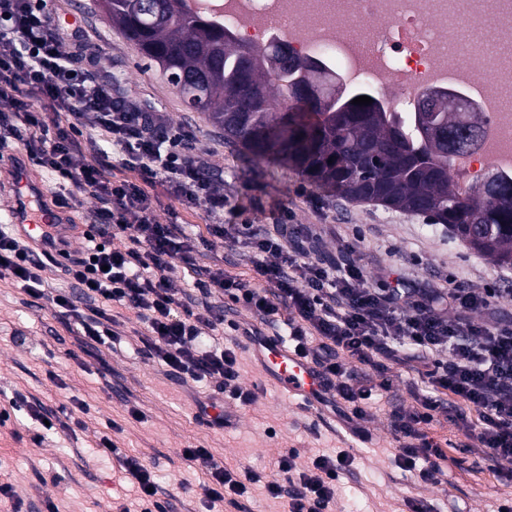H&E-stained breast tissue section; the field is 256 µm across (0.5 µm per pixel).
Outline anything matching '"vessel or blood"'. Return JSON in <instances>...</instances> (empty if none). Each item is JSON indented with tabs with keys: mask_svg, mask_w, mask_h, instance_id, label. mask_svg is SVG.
<instances>
[{
	"mask_svg": "<svg viewBox=\"0 0 512 512\" xmlns=\"http://www.w3.org/2000/svg\"><path fill=\"white\" fill-rule=\"evenodd\" d=\"M37 202L35 183L25 177L17 180L7 210L10 223L18 225L28 237L66 234V215L61 212L47 215L38 209ZM257 357L261 375L272 381L286 398L309 408L317 405V396L324 390L323 382L296 350L281 340L268 339L260 343Z\"/></svg>",
	"mask_w": 512,
	"mask_h": 512,
	"instance_id": "vessel-or-blood-1",
	"label": "vessel or blood"
}]
</instances>
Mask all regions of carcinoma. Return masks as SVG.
Segmentation results:
<instances>
[{
  "label": "carcinoma",
  "mask_w": 512,
  "mask_h": 512,
  "mask_svg": "<svg viewBox=\"0 0 512 512\" xmlns=\"http://www.w3.org/2000/svg\"><path fill=\"white\" fill-rule=\"evenodd\" d=\"M110 23L166 76L182 100L206 115L232 144L291 166L351 199L376 200L427 214L466 239L462 213L470 198L448 175L449 144L474 129L438 98L434 119L413 122L378 102L354 105L336 96V81L312 64L280 68L267 55L226 37L224 25L186 9L185 0H160L163 15L140 12L132 0H108ZM292 104L281 106L280 82ZM314 89L329 109L309 111L300 91ZM482 223L490 237L469 246L502 266H512V179L490 176Z\"/></svg>",
  "instance_id": "1"
}]
</instances>
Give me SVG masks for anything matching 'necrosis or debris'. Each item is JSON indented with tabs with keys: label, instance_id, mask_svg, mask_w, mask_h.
<instances>
[{
	"label": "necrosis or debris",
	"instance_id": "4bbe7bcc",
	"mask_svg": "<svg viewBox=\"0 0 512 512\" xmlns=\"http://www.w3.org/2000/svg\"><path fill=\"white\" fill-rule=\"evenodd\" d=\"M339 15L322 13V0H188L192 12L223 23L238 42L265 51L288 49L305 63L318 65L342 91H371L390 112L410 117L428 95L456 93L471 108L480 128L477 147L453 156L448 164L464 193L476 190L488 174L512 176V113L492 111L485 103L487 83L512 84V54L495 55L494 42L512 43V0H347ZM498 22L472 42V65L459 70L449 42L458 28L478 24L488 11ZM280 18V28L269 25ZM352 26L380 29L367 48L349 43Z\"/></svg>",
	"mask_w": 512,
	"mask_h": 512
}]
</instances>
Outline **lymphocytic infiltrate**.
I'll list each match as a JSON object with an SVG mask.
<instances>
[{"mask_svg":"<svg viewBox=\"0 0 512 512\" xmlns=\"http://www.w3.org/2000/svg\"><path fill=\"white\" fill-rule=\"evenodd\" d=\"M62 40L33 0H0V100L10 106L0 115V146H25L61 188L55 207H69L77 196L97 206L80 251H71L65 237L53 244L68 261L70 288L44 287L45 264L33 259L14 224L0 225L1 279L46 299L84 344L122 343L114 312H132L145 328V355L181 380L216 382V394L207 398L216 424L225 422L224 404L246 406L255 397L240 383L236 347L224 344L225 331L258 337L267 327L319 370L328 384L326 406L349 419H372L374 396L393 388L392 366L414 372L412 405L393 406L389 421L401 443L396 466L418 482L440 484L447 472L448 455L427 428L450 410L465 432L468 414H476L480 451L492 463H512V322L491 316L499 294L455 281L377 291L354 261L313 259L321 236L308 224L245 234L250 278L201 263V243L241 231L225 223L227 202L206 164L181 151L191 130L127 102L111 81L94 77L97 54L66 53ZM111 147L123 153L122 174L102 160ZM159 184L182 207L205 209V233L156 220L151 191ZM110 228L129 231L128 245L113 247ZM178 270L187 287H175ZM230 303L243 307L254 326L225 323L222 309ZM97 453L115 460L136 490V508L123 505L119 512H167L150 467L106 435ZM186 462L205 470L199 489L207 512L240 507L254 484L263 485L269 499L285 500L287 512H332L336 485L354 458L322 453L306 459L300 449L285 447L272 469L256 471L228 465L198 445L189 447Z\"/></svg>","mask_w":512,"mask_h":512,"instance_id":"obj_1","label":"lymphocytic infiltrate"}]
</instances>
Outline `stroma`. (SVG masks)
<instances>
[{
  "label": "stroma",
  "instance_id": "1",
  "mask_svg": "<svg viewBox=\"0 0 512 512\" xmlns=\"http://www.w3.org/2000/svg\"><path fill=\"white\" fill-rule=\"evenodd\" d=\"M46 7L62 27L82 26L101 74L111 76L121 93L193 131L191 153L215 171L214 185L228 201L225 221L262 229L317 225L323 254L334 258L354 245L365 279L377 288L389 286L395 274L408 288H436L453 276L469 288L512 289V266L470 249L447 226L378 203L343 199L295 169L227 144L205 115L187 109L158 68L145 64L94 0H47ZM240 362L243 385L257 389L254 401L235 409L231 424L208 425L199 420L197 405L205 384L168 377L154 360L123 349L80 347L46 300L0 278V412L11 413L9 428L0 429V470L31 512H43L49 501L58 512H113L135 499L116 461L96 453L98 436L114 423L119 448L157 472L170 512L202 508L196 489L206 475L182 460L188 445L205 446L217 459L257 471L269 468L286 445L310 454L352 451L354 464L337 489L341 512H408L412 498L429 501L435 512L459 507L495 512L512 499V479L490 470L480 453L460 449L463 435L446 417L430 432L450 443L448 474L441 485L421 484L393 463L399 444L390 432L386 403L377 404L367 425L373 438L361 445L338 430L331 409L309 411L285 399L262 378L251 352L241 351ZM18 393L39 399L60 417L69 414L71 396H78L87 406L83 430L73 440L54 431L40 443L27 435L14 439L12 428L30 422L26 411L12 407ZM134 406L143 419L130 416Z\"/></svg>",
  "mask_w": 512,
  "mask_h": 512
}]
</instances>
